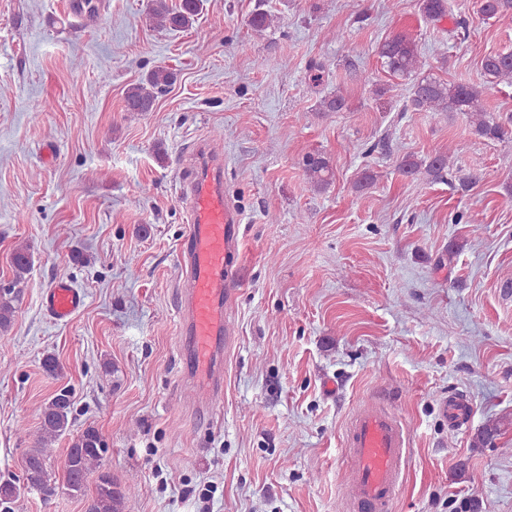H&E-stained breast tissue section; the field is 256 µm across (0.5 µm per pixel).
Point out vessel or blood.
<instances>
[{"label": "vessel or blood", "instance_id": "b4317fda", "mask_svg": "<svg viewBox=\"0 0 512 512\" xmlns=\"http://www.w3.org/2000/svg\"><path fill=\"white\" fill-rule=\"evenodd\" d=\"M190 175L180 197L189 225L184 240V310L181 327L188 339L185 373L205 398L223 395L222 356L231 331L225 312L238 293L227 261L238 239L239 218L224 197V165L206 148L186 160ZM84 294L64 277L47 288L43 307L57 321L70 320L83 306ZM472 406L463 397L449 399L450 426L464 425ZM351 468L346 494L350 512H387L398 489L408 446L396 414L380 403L357 411L346 433Z\"/></svg>", "mask_w": 512, "mask_h": 512}]
</instances>
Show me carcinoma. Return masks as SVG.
<instances>
[{"mask_svg": "<svg viewBox=\"0 0 512 512\" xmlns=\"http://www.w3.org/2000/svg\"><path fill=\"white\" fill-rule=\"evenodd\" d=\"M422 14L437 20L448 11L447 0H418ZM202 9V0H181L173 6L167 0H151L149 14L159 27L178 31L192 25ZM512 11V0H481L480 14L490 19ZM383 65L392 74L410 76L420 69V60L414 42L399 34L386 40L379 51ZM481 76L485 85H497L504 80L512 81V53L494 54L481 62ZM176 81V74L165 66L152 69L140 82L125 92L124 102L128 112H150L158 96ZM482 87L470 84H452L430 76L416 78L411 105L416 112H462L468 116L475 132L489 140H512V128L489 115L479 106ZM304 172L314 187L321 189L334 176L330 160L320 153H308L303 157ZM437 177L448 168V156L441 153L423 163L412 155L402 158L399 170L406 176L416 174L420 168ZM31 255L20 247L12 256L14 284H20L31 269ZM20 290L0 288V333L8 331L19 301ZM73 409L72 391L59 389L41 409V425L34 448L24 457L26 487L35 484L50 486L48 497L63 487L71 496L85 494L89 483H94V493L88 500L87 512H122L130 487L117 483L100 471L108 446L103 434L89 426L72 438L64 460L63 484H57L56 474L47 463L46 450L69 432ZM20 496V487L6 481L0 483V512H13V504Z\"/></svg>", "mask_w": 512, "mask_h": 512, "instance_id": "carcinoma-1", "label": "carcinoma"}]
</instances>
